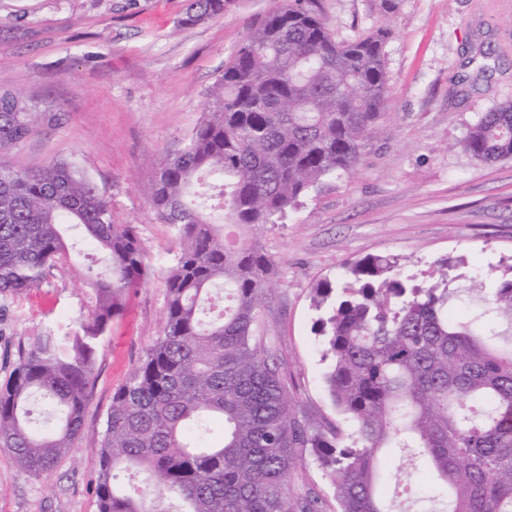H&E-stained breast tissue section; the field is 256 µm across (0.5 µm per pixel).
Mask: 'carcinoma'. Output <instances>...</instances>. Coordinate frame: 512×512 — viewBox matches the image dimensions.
I'll return each mask as SVG.
<instances>
[{
    "label": "carcinoma",
    "mask_w": 512,
    "mask_h": 512,
    "mask_svg": "<svg viewBox=\"0 0 512 512\" xmlns=\"http://www.w3.org/2000/svg\"><path fill=\"white\" fill-rule=\"evenodd\" d=\"M320 2L276 0L208 90L203 122L160 161L150 206L179 250L162 333L112 394L99 512H318V501L290 495L297 448L331 477L339 512H389L378 494L384 448L414 449L448 512H512V266L489 295L476 280L464 287L482 305L467 320L450 315L446 264L417 283L391 258L367 256L315 288L324 381L347 434L289 417L277 364L256 334L274 270L257 230L349 170L381 133L388 103L387 31L338 42ZM230 3L192 0L181 24ZM33 123L29 102L0 86V293L77 266L66 226L106 265L87 278L89 317L35 337L0 386V447L38 477L71 455L99 341L151 264L136 227L114 223L90 178L65 162L9 164ZM461 146L479 163L512 159V102L484 113ZM35 399L56 414L43 430L30 427ZM133 473L144 474L134 491Z\"/></svg>",
    "instance_id": "obj_1"
}]
</instances>
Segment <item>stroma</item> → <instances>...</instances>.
<instances>
[{"instance_id":"stroma-1","label":"stroma","mask_w":512,"mask_h":512,"mask_svg":"<svg viewBox=\"0 0 512 512\" xmlns=\"http://www.w3.org/2000/svg\"><path fill=\"white\" fill-rule=\"evenodd\" d=\"M189 0H0V85L36 111L9 153L18 170L64 161L94 181L117 223L132 224L154 270L130 291L97 353L85 425L71 457L34 478L0 447V512H98L96 477L113 392L160 335L165 279L179 244L149 206L159 160L180 151L208 110L207 90L272 0H233L224 15L185 26ZM329 28L349 41L380 27L389 75L382 135L354 168L325 178L258 238L276 265L258 333L279 364L293 420L349 424L331 404L312 332V290L347 263L382 255L405 274L447 266L453 287L482 272L495 288L512 265V159L480 164L461 147L468 127L512 100V14L490 17L477 0H322ZM491 67L479 73L480 52ZM80 272L57 267L40 287L0 296V383L18 350L46 331L75 329L92 308ZM408 479L429 488L424 465L392 449L383 493ZM290 490L336 512L334 489L311 449L296 451Z\"/></svg>"}]
</instances>
